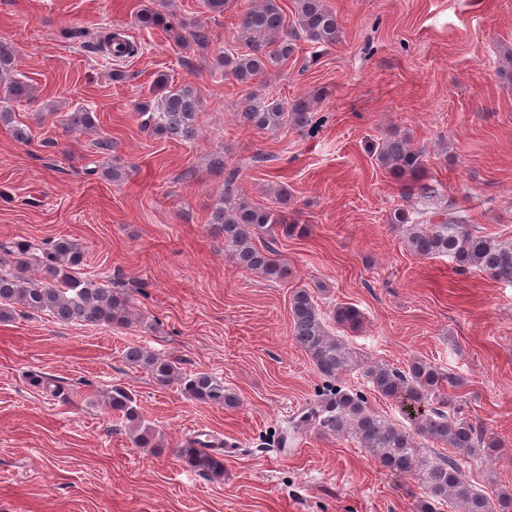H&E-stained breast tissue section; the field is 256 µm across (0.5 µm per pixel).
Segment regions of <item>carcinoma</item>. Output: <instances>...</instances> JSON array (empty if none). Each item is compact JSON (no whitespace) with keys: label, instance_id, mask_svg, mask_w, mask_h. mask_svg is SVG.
<instances>
[{"label":"carcinoma","instance_id":"carcinoma-1","mask_svg":"<svg viewBox=\"0 0 512 512\" xmlns=\"http://www.w3.org/2000/svg\"><path fill=\"white\" fill-rule=\"evenodd\" d=\"M286 19L280 0H259L240 15L234 36L237 46L225 51L220 63L238 82L247 83L259 78L269 66L287 61L300 39L327 47L341 37V22L324 0H295V21L290 24ZM139 20L147 29H174L168 14L150 8L142 10ZM60 36L91 52L118 58L138 51L135 43L109 28H64ZM30 95L31 86L18 77L13 46L0 40V121H11L9 103ZM135 111L142 128L159 138L190 142L198 135L201 101L189 87H173L162 78L159 97L137 103ZM240 116L244 124L266 133H275L288 124L313 135L324 122L305 99L295 101L287 110L277 101L252 96L246 99ZM62 122L70 133L96 128L94 113L86 109L65 113ZM374 155L381 167L409 183V190L417 191L420 198L417 207L395 208L388 217V223L402 228L412 252L424 257L443 255L460 272L475 269L494 281L512 283V242L483 234L467 211L452 203L430 209L428 201L435 194L434 188L417 185L424 169L421 151L406 139L393 136L374 147ZM236 179L235 170L224 177V193L212 206V229L224 236V250L237 270L282 281L288 278V267L278 258L273 243L258 245L256 239L275 226L287 236L301 235L305 227L288 223L287 189L277 192L281 208L256 205L238 193ZM84 259L83 248L68 238L46 245L27 240L1 245L0 322L30 312L62 322L110 328L132 323L129 296L82 273ZM289 310L293 341L330 381L322 399L306 407L293 428L305 426L323 436L351 438L390 471L420 480L426 498L419 501L417 512H436L437 505L443 503L459 512H512V492L502 490L491 498L470 482L460 462L450 456L430 458L420 446L422 440L441 444L464 459L499 448V440L486 435L482 425L461 407H448L446 389L459 385L457 377L424 361H413L404 370L387 363L368 367L366 378L373 391L394 402L406 417L408 425L401 426L372 410L363 396L334 384L356 366L357 359L345 340L329 331L311 293L296 289L289 297ZM332 320L342 329L354 330L360 326L362 314L356 306L341 303L333 309ZM124 358L146 370L161 389L175 387L185 398L211 406L237 405L236 394L224 387V380L209 373L184 372L176 362L140 346L128 348ZM108 404L132 425L130 432L137 447H158L154 430L142 425L137 403L126 389L113 387ZM206 447V442L194 438L175 453L191 471L206 477L224 476V459Z\"/></svg>","mask_w":512,"mask_h":512}]
</instances>
